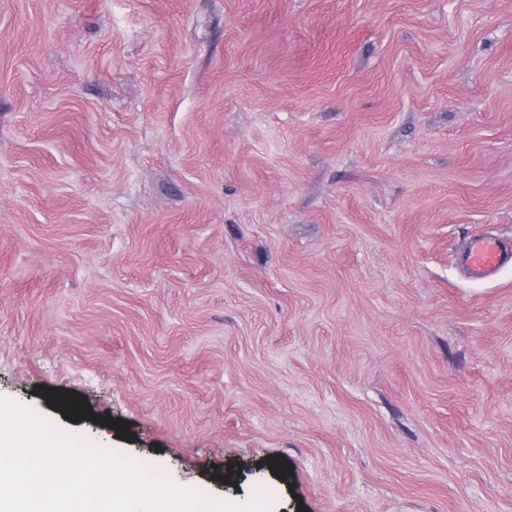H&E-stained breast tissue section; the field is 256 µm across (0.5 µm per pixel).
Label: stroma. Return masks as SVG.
<instances>
[{
    "label": "stroma",
    "instance_id": "stroma-1",
    "mask_svg": "<svg viewBox=\"0 0 512 512\" xmlns=\"http://www.w3.org/2000/svg\"><path fill=\"white\" fill-rule=\"evenodd\" d=\"M484 232L512 0H0V398L73 442L269 512H512ZM460 265L470 278L493 276L512 266V239L494 234L475 235L462 251Z\"/></svg>",
    "mask_w": 512,
    "mask_h": 512
}]
</instances>
